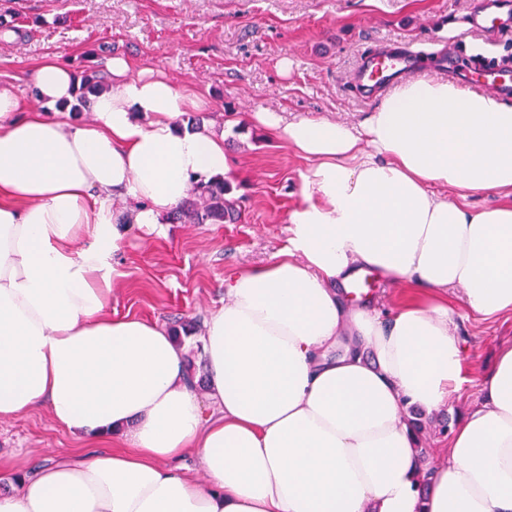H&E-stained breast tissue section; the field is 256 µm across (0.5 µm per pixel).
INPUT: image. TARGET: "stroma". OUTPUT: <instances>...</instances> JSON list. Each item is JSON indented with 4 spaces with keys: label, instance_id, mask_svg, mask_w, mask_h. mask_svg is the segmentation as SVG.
I'll return each mask as SVG.
<instances>
[{
    "label": "stroma",
    "instance_id": "1",
    "mask_svg": "<svg viewBox=\"0 0 512 512\" xmlns=\"http://www.w3.org/2000/svg\"><path fill=\"white\" fill-rule=\"evenodd\" d=\"M504 18L499 30L472 26L475 14ZM12 27L0 39V84L36 99L30 75L53 58L76 74L106 70L112 57L130 60L131 75L163 73L191 88L203 108L180 126L201 121L223 131L229 156L224 175L240 217L224 224L120 227L110 309L176 332L199 398H206L203 333L224 303V280L263 266L288 245L289 215L303 199L310 167L288 143L260 128L255 112L287 121L326 118L357 124L374 103L358 96L353 73L370 50L400 44L416 56L414 75L438 77L441 62L459 60L463 84L512 65V0H0ZM289 71H281V59ZM465 342L466 379L448 406L426 419L424 448H440L454 424L480 404L477 379L498 348L512 342V316L483 320L455 308ZM46 409L0 421V456L42 464L83 448Z\"/></svg>",
    "mask_w": 512,
    "mask_h": 512
}]
</instances>
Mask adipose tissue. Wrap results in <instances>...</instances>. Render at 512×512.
Listing matches in <instances>:
<instances>
[{
	"mask_svg": "<svg viewBox=\"0 0 512 512\" xmlns=\"http://www.w3.org/2000/svg\"><path fill=\"white\" fill-rule=\"evenodd\" d=\"M111 69L91 124L55 117L77 84L54 61L32 76L43 111L20 116L0 84V421L44 407L112 440L35 470L0 462V512H512V343L430 461L406 420L463 381L449 295L512 316V104L431 78L355 126L255 113L310 167L287 248L224 284L204 403L161 325L112 316L101 271L119 225L155 228L191 181L224 175V136L179 127L202 102L165 75ZM449 190L504 201L475 210ZM116 197L134 208L108 212ZM367 271L405 301L351 304Z\"/></svg>",
	"mask_w": 512,
	"mask_h": 512,
	"instance_id": "adipose-tissue-1",
	"label": "adipose tissue"
}]
</instances>
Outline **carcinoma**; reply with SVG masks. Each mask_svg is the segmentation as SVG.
Listing matches in <instances>:
<instances>
[{"instance_id": "obj_1", "label": "carcinoma", "mask_w": 512, "mask_h": 512, "mask_svg": "<svg viewBox=\"0 0 512 512\" xmlns=\"http://www.w3.org/2000/svg\"><path fill=\"white\" fill-rule=\"evenodd\" d=\"M105 83L92 71L83 76L82 91L78 98L79 104L74 110L88 108L89 95L104 89ZM231 187L224 179H214L208 183H200L191 190V198L185 200L172 213V222L183 224H222L235 219L236 201L228 194Z\"/></svg>"}]
</instances>
